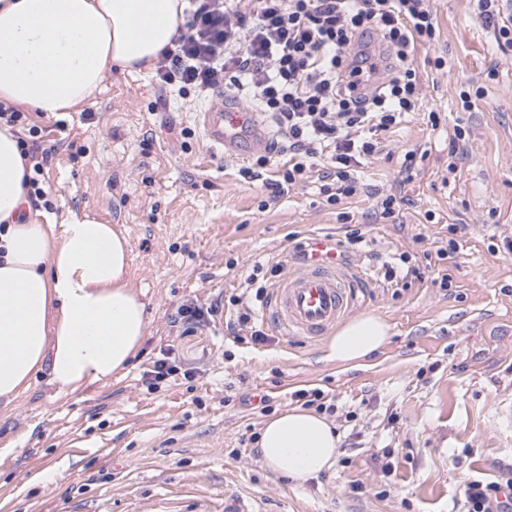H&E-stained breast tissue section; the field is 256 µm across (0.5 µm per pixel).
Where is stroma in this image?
<instances>
[{"label": "stroma", "mask_w": 512, "mask_h": 512, "mask_svg": "<svg viewBox=\"0 0 512 512\" xmlns=\"http://www.w3.org/2000/svg\"><path fill=\"white\" fill-rule=\"evenodd\" d=\"M432 6L439 37L416 60L422 105L365 163L371 193L338 207L315 176L271 195L282 164L273 146L261 149L263 168L211 149L197 119L206 98L159 84L151 67L112 72L81 111L34 115L55 146L45 168L52 207L36 221L87 212L124 230L148 326L110 384L63 397L40 373L0 403V503L11 512H216L227 493L265 512H459L468 480H497L512 465V424L498 418L512 403V253L499 248L512 240V52L496 48L476 0ZM463 84L485 89L468 110ZM459 126L466 147L453 158ZM389 193L406 199L397 217L365 222L374 195ZM353 225L364 241L343 255L362 274V309L393 327L363 366L326 361L327 338H292L268 322L267 343L253 344L230 310L177 336L180 305L250 302L254 266L273 287L309 237L341 241ZM452 236L459 252L438 259ZM403 252L417 256L421 275L387 287L385 264ZM171 342L181 367L199 375L147 389L141 371ZM301 388L335 397L328 419L341 444L330 469L294 481L260 464L265 417L249 397L268 394L276 413ZM386 462L396 468L389 477Z\"/></svg>", "instance_id": "1"}]
</instances>
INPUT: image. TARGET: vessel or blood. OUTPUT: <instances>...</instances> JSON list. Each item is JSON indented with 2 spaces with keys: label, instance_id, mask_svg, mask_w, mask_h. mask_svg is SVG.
Instances as JSON below:
<instances>
[{
  "label": "vessel or blood",
  "instance_id": "b4317fda",
  "mask_svg": "<svg viewBox=\"0 0 512 512\" xmlns=\"http://www.w3.org/2000/svg\"><path fill=\"white\" fill-rule=\"evenodd\" d=\"M207 142L225 156L245 160L259 131L254 113L237 97L220 93L198 114ZM358 273L329 236H314L306 256L273 288L266 307L289 335L317 339L358 305Z\"/></svg>",
  "mask_w": 512,
  "mask_h": 512
}]
</instances>
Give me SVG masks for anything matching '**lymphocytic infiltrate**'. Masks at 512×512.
<instances>
[{
	"label": "lymphocytic infiltrate",
	"mask_w": 512,
	"mask_h": 512,
	"mask_svg": "<svg viewBox=\"0 0 512 512\" xmlns=\"http://www.w3.org/2000/svg\"><path fill=\"white\" fill-rule=\"evenodd\" d=\"M172 49L157 67L161 82L207 93L221 88L256 105L272 123L286 162L273 190L336 171L322 192L340 205L357 191L362 161L406 113L419 109V46L433 44L431 0H194ZM377 37L388 59L366 53ZM0 120L27 131L19 149L33 207H50L40 151L43 129L28 113L0 103ZM466 512H512V468L501 481L473 479L463 488Z\"/></svg>",
	"instance_id": "lymphocytic-infiltrate-1"
}]
</instances>
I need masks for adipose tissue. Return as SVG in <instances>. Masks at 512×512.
<instances>
[{
	"label": "adipose tissue",
	"mask_w": 512,
	"mask_h": 512,
	"mask_svg": "<svg viewBox=\"0 0 512 512\" xmlns=\"http://www.w3.org/2000/svg\"><path fill=\"white\" fill-rule=\"evenodd\" d=\"M186 0H0V101L45 114L90 100L113 67L151 66L184 22ZM25 168L16 132L0 121V402L47 372L69 395L121 375L148 326L129 284L127 237L94 217L23 220ZM369 311L341 325L329 361L357 366L390 339ZM340 436L320 414L294 407L261 429L262 465L304 480L329 469Z\"/></svg>",
	"instance_id": "1"
}]
</instances>
